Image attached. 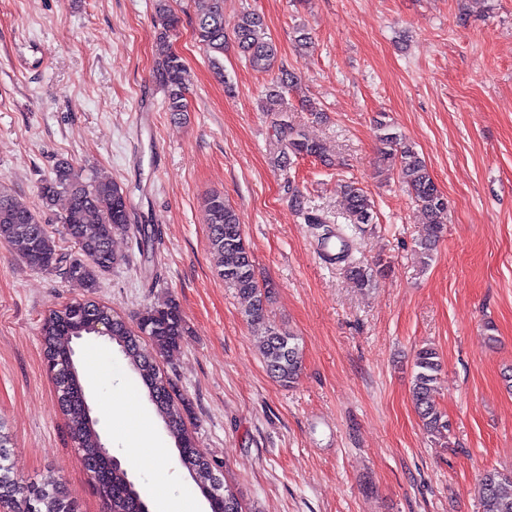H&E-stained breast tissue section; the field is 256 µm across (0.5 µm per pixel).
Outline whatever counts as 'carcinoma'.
Segmentation results:
<instances>
[{"instance_id":"obj_1","label":"carcinoma","mask_w":512,"mask_h":512,"mask_svg":"<svg viewBox=\"0 0 512 512\" xmlns=\"http://www.w3.org/2000/svg\"><path fill=\"white\" fill-rule=\"evenodd\" d=\"M200 2L193 35L214 72L222 78L226 48L223 0ZM157 12L164 32L159 37V61L154 78L165 93L166 110L176 121L189 112V73L183 59L167 44V32L177 27L179 17L168 8L167 0H157ZM234 43L252 70L276 74L260 99L261 111L271 116L276 130L274 166L286 171L293 159L309 157L331 165L322 144L288 120L284 98L296 88L297 76L278 62V50L263 16L254 10L243 12L234 29ZM376 125L382 166L388 171H397L424 218L425 233L417 247L420 262L426 265L442 236L448 199L432 178L425 159L404 142L394 125L382 119L376 120ZM284 190L292 206L304 215L306 223H329L327 217L305 206L304 197L291 180H286ZM341 191L344 218L354 225L370 223L373 203L368 194L353 181L344 182ZM60 196L67 199L62 217L67 239L72 244L67 253L57 244L41 212L19 202L0 186V241L17 246L27 265L43 271L59 270L65 278L80 283L92 294L100 278L119 263V257L112 250L114 235L123 234L134 240L144 259L152 258V231L144 224L134 223L127 194L119 184L92 182L82 170L61 163L39 186V197L46 209ZM204 208L209 245L220 258L219 275L234 289L247 322L259 336L266 372L282 386L291 387L302 370L298 339L270 321L271 288L257 278L239 215L218 191L205 197ZM335 259L347 264V275L361 288L368 287L374 277L385 271L378 262L364 264L354 258L344 243L340 244ZM99 323L110 325L111 334L106 339L120 347L132 380L142 383L146 389L149 401L174 441L180 465L208 501L211 512H241L237 493L221 478V466L204 455L188 430L185 402H175V383L161 373L157 364V357L175 347L186 333L178 305L168 299L147 307L138 314L134 327L113 313L111 307L91 298L52 309L44 315L41 328L47 365L72 358L75 354L72 343L86 336H98L94 327ZM143 335L153 341L156 356L149 358L142 354L140 338ZM441 370V357L436 348L423 346L417 351L412 402L424 431L438 440L447 438L450 432L448 416L436 400ZM57 396L60 409L67 417L71 438L84 452L88 472L98 477L95 486L107 501L110 512H149L144 493L129 478L127 470L119 463L109 464L98 453V420L88 416L79 371L73 372L67 388L57 389ZM3 428L0 421V505L10 512H81L77 499L53 474L47 473L32 481H23L14 474L9 436ZM478 496L481 512H512V473L496 469L485 471L479 480Z\"/></svg>"}]
</instances>
